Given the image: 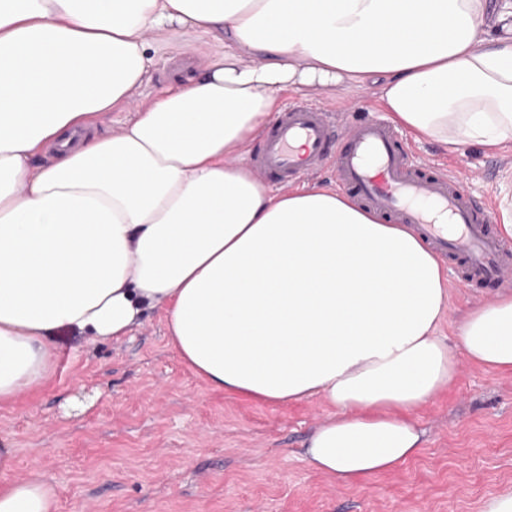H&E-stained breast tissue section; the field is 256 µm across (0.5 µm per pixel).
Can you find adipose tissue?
<instances>
[{
	"label": "adipose tissue",
	"instance_id": "adipose-tissue-1",
	"mask_svg": "<svg viewBox=\"0 0 512 512\" xmlns=\"http://www.w3.org/2000/svg\"><path fill=\"white\" fill-rule=\"evenodd\" d=\"M173 25L224 50L141 100ZM334 87L415 138L510 147L512 0H0V403L50 380L57 331L116 338L159 305L211 388L334 407L306 461L351 486L419 455L410 415L459 357L512 374L511 292L446 343V274L416 234L251 169L280 93ZM14 464L0 447V512H58Z\"/></svg>",
	"mask_w": 512,
	"mask_h": 512
}]
</instances>
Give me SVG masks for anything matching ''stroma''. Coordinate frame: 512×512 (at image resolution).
Segmentation results:
<instances>
[{
	"mask_svg": "<svg viewBox=\"0 0 512 512\" xmlns=\"http://www.w3.org/2000/svg\"><path fill=\"white\" fill-rule=\"evenodd\" d=\"M221 50L184 29L162 32L140 98ZM303 97L349 121L384 115L360 90ZM402 137L414 168L460 169L475 200L497 214L512 205V155ZM499 293L451 285L440 335ZM331 412L316 397L271 405L210 388L172 347L155 307L118 339L61 334L50 381L0 405V442L17 450L14 478L36 472L54 485L58 512H482L512 493V375L461 361L454 384L414 412L421 455L353 486L304 460Z\"/></svg>",
	"mask_w": 512,
	"mask_h": 512,
	"instance_id": "stroma-1",
	"label": "stroma"
}]
</instances>
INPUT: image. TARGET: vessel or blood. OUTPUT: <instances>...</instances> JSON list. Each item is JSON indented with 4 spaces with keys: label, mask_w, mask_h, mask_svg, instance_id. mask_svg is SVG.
Here are the masks:
<instances>
[{
    "label": "vessel or blood",
    "mask_w": 512,
    "mask_h": 512,
    "mask_svg": "<svg viewBox=\"0 0 512 512\" xmlns=\"http://www.w3.org/2000/svg\"><path fill=\"white\" fill-rule=\"evenodd\" d=\"M251 162L285 184L333 166L340 191L363 209L411 226L457 265L460 286L512 283V239L494 226L490 209L470 197L464 174L413 170L402 139L381 120L346 124L331 108L296 100L266 130Z\"/></svg>",
    "instance_id": "1"
}]
</instances>
